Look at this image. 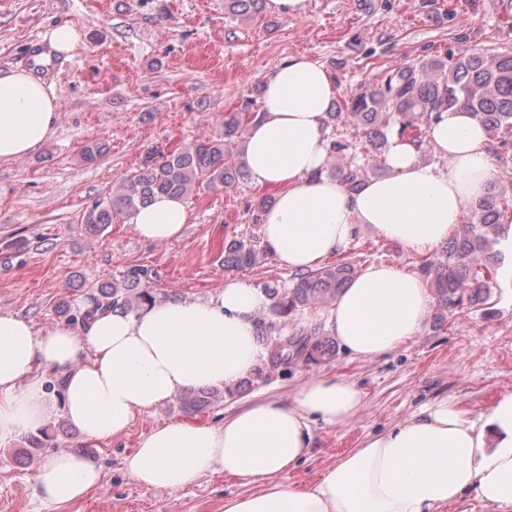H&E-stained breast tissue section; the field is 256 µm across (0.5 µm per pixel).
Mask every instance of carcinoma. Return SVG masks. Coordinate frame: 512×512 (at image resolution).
<instances>
[{
	"mask_svg": "<svg viewBox=\"0 0 512 512\" xmlns=\"http://www.w3.org/2000/svg\"><path fill=\"white\" fill-rule=\"evenodd\" d=\"M264 0H224V14L252 16L262 11ZM257 100L250 99L239 112L224 114L223 130L207 141L184 144L167 153H150L140 169L115 181L112 189L97 198L82 214V222L97 233L119 217H129L157 195L186 199L199 190L218 188L249 177L245 160L239 158V143L257 118ZM462 107L470 111L498 140L505 157L512 156V51L486 52L466 47L446 57L434 56L386 71L364 91L352 95L345 111L326 113L329 157L349 158L345 166L326 172L350 191L363 183V167L358 154L372 158L381 170V158L388 139L396 134L422 148L427 129L442 111ZM354 122L361 132L352 140L338 126ZM512 207V196L499 183H490L487 192L470 205L464 222L443 245L437 258L426 259L419 273L437 291L440 306L477 311L490 304L492 289L498 287L497 270L503 256L496 249L508 225L499 223V213ZM267 255L260 239H234L224 244V267L254 266ZM356 275L354 264L340 259L307 271H298L288 287L267 284L273 314L289 317L301 309L330 303L341 288ZM94 307L80 316L61 310L69 321L86 320L96 310L129 312L134 302L150 299L142 285L141 271H128L123 280L100 285L90 294ZM295 355L308 360L328 359L333 349L321 339L298 342L289 339Z\"/></svg>",
	"mask_w": 512,
	"mask_h": 512,
	"instance_id": "cac0c4a2",
	"label": "carcinoma"
}]
</instances>
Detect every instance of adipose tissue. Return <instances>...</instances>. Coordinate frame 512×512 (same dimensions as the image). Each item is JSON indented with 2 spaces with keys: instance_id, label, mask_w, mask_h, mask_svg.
<instances>
[{
  "instance_id": "1",
  "label": "adipose tissue",
  "mask_w": 512,
  "mask_h": 512,
  "mask_svg": "<svg viewBox=\"0 0 512 512\" xmlns=\"http://www.w3.org/2000/svg\"><path fill=\"white\" fill-rule=\"evenodd\" d=\"M262 85V117L244 151L251 181L275 192L261 232L282 267L304 271L342 253L359 224L406 248L434 249L497 175L486 129L471 113L450 110L428 130L438 163L394 137L386 174L348 192L323 173L335 94L327 70L296 56L264 73ZM57 120L56 97L41 79L22 68L0 72V164L36 151L55 135ZM189 216L183 199L159 195L130 222L142 240L167 242L181 236ZM267 304L261 288L229 278L204 300L148 302L129 314L99 310L75 327L38 331L0 312V445L44 424L47 370L61 382L64 417L98 442L122 436L177 392L234 385L265 354L257 317ZM430 307L420 277L372 264L337 294L325 319L345 352L373 360L415 336ZM362 405L354 382L313 375L290 404L260 399L217 424L156 426L126 468L155 489H180L211 470L259 485L257 493L227 497L224 512H445L466 494L512 512V393L475 417L447 399L424 404L409 420L368 435L316 483L279 482L305 460L312 422L346 425ZM34 480L44 500L67 504L96 489L102 470L60 452Z\"/></svg>"
}]
</instances>
